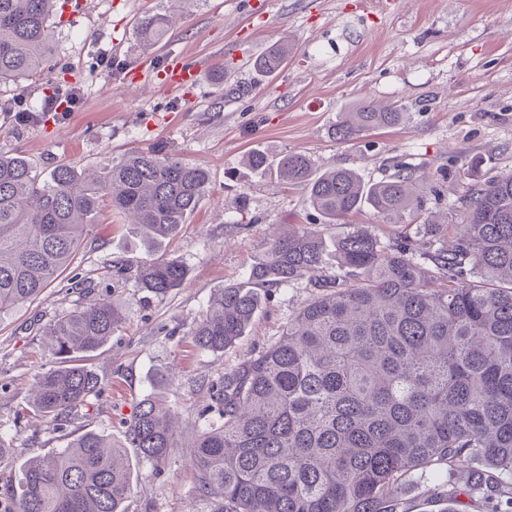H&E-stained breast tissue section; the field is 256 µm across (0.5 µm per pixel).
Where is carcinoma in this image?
I'll use <instances>...</instances> for the list:
<instances>
[{"label":"carcinoma","mask_w":512,"mask_h":512,"mask_svg":"<svg viewBox=\"0 0 512 512\" xmlns=\"http://www.w3.org/2000/svg\"><path fill=\"white\" fill-rule=\"evenodd\" d=\"M56 0H0V83L40 74L50 54ZM164 15L140 21L161 39ZM291 47L254 62L277 72ZM403 107L355 102L335 135L350 141L402 123ZM304 185L322 225L269 238L247 282L222 288L192 322L203 352L221 353L244 335L257 288L302 281L325 294L288 321L283 337L209 386L195 435L197 497L211 512H400L399 486L416 471H456L469 495L512 505V173L468 184L455 224H429L437 239L383 243L360 224L335 241L326 275L321 226L363 208L384 221L421 216L419 176L399 171L366 183L353 170L314 169L290 152L277 163ZM208 171L162 149L134 151L100 169L57 165L43 179L21 156L0 154V315L40 295L80 250L104 207L146 230L153 244L175 235L197 208ZM174 258L141 262L130 278L155 295L181 287ZM107 299L44 326L60 366L36 374L33 406L55 425L101 393L95 372L73 355L103 346L122 327ZM156 396L138 403L127 439L142 459H166L179 443ZM131 492L124 451L88 431L67 448L33 456L18 484L0 488V512H126Z\"/></svg>","instance_id":"1"}]
</instances>
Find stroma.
<instances>
[{
	"mask_svg": "<svg viewBox=\"0 0 512 512\" xmlns=\"http://www.w3.org/2000/svg\"><path fill=\"white\" fill-rule=\"evenodd\" d=\"M157 14L171 22L149 46L138 23ZM54 21L47 77L0 85V154L24 156L46 178L63 162L103 168L163 146L206 169L210 185L178 234L152 245L138 226L101 211L74 264L34 302L0 316V442L48 455L98 433L125 449L127 512H204L189 444L211 381L268 347L315 294L304 283L260 289L251 326L224 353L201 352L189 336L214 294L246 280L273 229L319 223L307 188L283 181L278 160L299 152L316 169H352L368 182L417 171L429 212L445 223L470 174L512 171V0H86L78 13L58 0ZM117 28L125 32L119 44ZM284 39L294 45L284 66L270 76L257 71L254 60ZM176 56L200 79L174 93L165 65ZM131 68L149 80L126 84ZM60 71L82 90L81 102L42 112L47 78ZM360 100L401 105L409 118L338 141L339 113ZM254 150L271 164L265 175L246 164ZM351 223L386 242L414 233L417 220L386 223L366 209L326 237ZM160 256L187 268L181 288L158 296L115 274V266ZM82 281L91 292L79 289ZM98 298L121 306L125 323L85 355L100 396L59 429L29 405L34 375L57 365L42 329ZM153 392L174 414L181 443L158 463L139 458L126 436L137 402ZM444 481L433 474L403 484L405 512H495L491 499H449Z\"/></svg>",
	"mask_w": 512,
	"mask_h": 512,
	"instance_id": "35a3bbf8",
	"label": "stroma"
}]
</instances>
